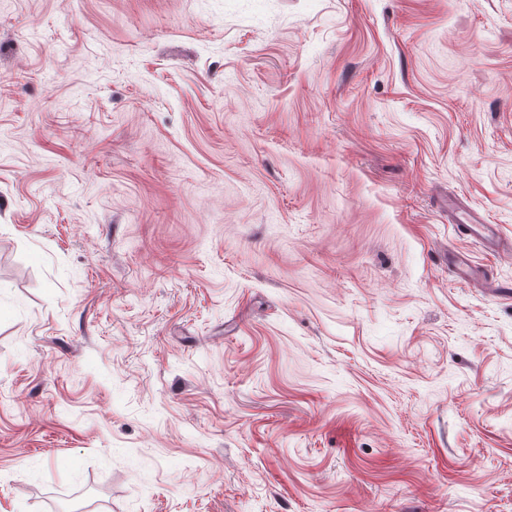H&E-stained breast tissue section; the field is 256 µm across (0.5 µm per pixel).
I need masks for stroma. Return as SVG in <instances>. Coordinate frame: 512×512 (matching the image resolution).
Instances as JSON below:
<instances>
[{"mask_svg":"<svg viewBox=\"0 0 512 512\" xmlns=\"http://www.w3.org/2000/svg\"><path fill=\"white\" fill-rule=\"evenodd\" d=\"M512 0H0V512H512ZM465 214L469 217L466 221L461 220L455 214V218L453 217V219L456 221V223L453 224L457 227L462 225L467 230V232H469H466V234H469V237L473 241L482 244H494L499 242V239H497L498 237L496 232L498 229L496 224L487 223V220L483 215L472 216L467 212H465ZM448 262L451 263L456 271L458 282L465 286H475L485 283L488 288H494L492 292L497 296L508 297L512 291V287L495 283L488 278L487 272L475 265L468 259L467 255L462 251H449Z\"/></svg>","mask_w":512,"mask_h":512,"instance_id":"obj_1","label":"stroma"}]
</instances>
